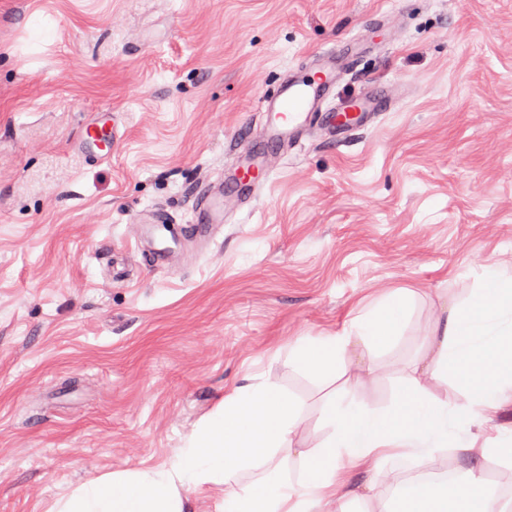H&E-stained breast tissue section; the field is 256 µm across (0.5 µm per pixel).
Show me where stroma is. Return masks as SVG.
Masks as SVG:
<instances>
[{
  "instance_id": "stroma-1",
  "label": "stroma",
  "mask_w": 512,
  "mask_h": 512,
  "mask_svg": "<svg viewBox=\"0 0 512 512\" xmlns=\"http://www.w3.org/2000/svg\"><path fill=\"white\" fill-rule=\"evenodd\" d=\"M329 49L333 97L379 111L267 141L263 100ZM105 110L97 160L80 137ZM246 150L269 179L225 188L199 242V190ZM146 214L178 232L160 264ZM491 263L512 266V0H0V512L171 463L250 371L318 444L323 392L289 343L418 290L351 390L384 407Z\"/></svg>"
}]
</instances>
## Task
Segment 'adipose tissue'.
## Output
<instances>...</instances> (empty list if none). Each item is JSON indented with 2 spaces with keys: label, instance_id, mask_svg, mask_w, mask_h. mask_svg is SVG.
Segmentation results:
<instances>
[{
  "label": "adipose tissue",
  "instance_id": "obj_1",
  "mask_svg": "<svg viewBox=\"0 0 512 512\" xmlns=\"http://www.w3.org/2000/svg\"><path fill=\"white\" fill-rule=\"evenodd\" d=\"M415 291L397 288L342 331L305 336L288 350L290 368L320 383L359 384L372 367L352 359L353 341L388 348L401 334ZM452 381L449 401L434 381ZM512 403V273L487 265L463 306L443 310L398 396L376 410L335 393L321 399L324 439L297 438L303 406L281 386L254 374L226 391L179 448L171 466L105 474L58 498L49 512H190L194 493L220 501V512H347L357 499L371 512H512L483 477L493 456L512 461V438L496 423ZM456 449L466 479L421 473L384 493L386 466L420 464Z\"/></svg>",
  "mask_w": 512,
  "mask_h": 512
}]
</instances>
